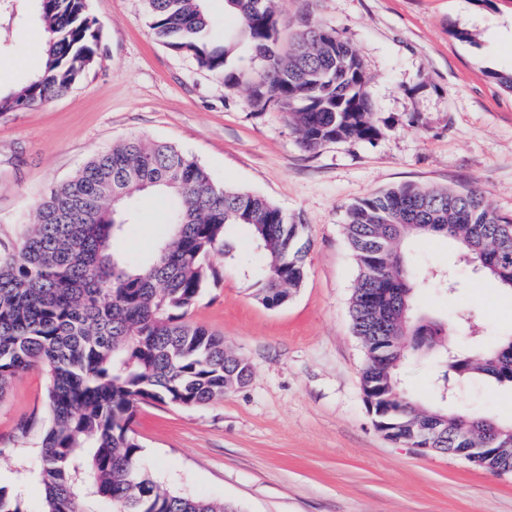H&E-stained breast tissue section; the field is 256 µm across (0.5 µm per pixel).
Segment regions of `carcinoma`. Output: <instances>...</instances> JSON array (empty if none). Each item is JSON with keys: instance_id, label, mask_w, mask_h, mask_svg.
<instances>
[{"instance_id": "1", "label": "carcinoma", "mask_w": 512, "mask_h": 512, "mask_svg": "<svg viewBox=\"0 0 512 512\" xmlns=\"http://www.w3.org/2000/svg\"><path fill=\"white\" fill-rule=\"evenodd\" d=\"M45 31V62L21 87L0 92V116L38 107L77 83L101 52L86 0H35ZM150 28L170 49L238 85L229 59L246 42L264 58L250 89L257 112L288 113L304 147L379 136L362 63L329 29L305 22L283 51L273 0H225L235 16L224 41L212 36L202 0H146ZM166 197L172 232L145 260L120 248L136 195ZM304 219L266 198L218 186L193 157L167 142L130 137L97 153L73 178L51 188L16 245L0 250V397L12 378L40 368L48 378L49 423L39 441L44 489L38 512H233L162 491L143 467L132 424L143 405L196 407L244 385L251 368L224 337L188 319L216 271L220 251L254 281L261 302L279 307L306 277ZM345 237L358 275L350 299L354 334L365 349L361 383L376 428L411 448L459 455L481 434L478 466L512 472V422L448 410L455 390L479 376L512 386V335L487 347L448 345V325L418 314L422 284L404 243L445 238L462 260L512 291V216L476 188L403 185L346 211ZM243 236L258 258L237 253ZM405 308L383 334L376 316ZM437 353L433 403L418 406L397 377L406 361Z\"/></svg>"}]
</instances>
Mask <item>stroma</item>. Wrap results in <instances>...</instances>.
I'll list each match as a JSON object with an SVG mask.
<instances>
[{
	"mask_svg": "<svg viewBox=\"0 0 512 512\" xmlns=\"http://www.w3.org/2000/svg\"><path fill=\"white\" fill-rule=\"evenodd\" d=\"M282 39L302 19L332 29L359 56L380 135L327 142L309 151L278 108L257 112L248 89L262 61L240 46L236 89L160 43L145 0H88L101 54L67 93L0 117V238L31 224L51 187L98 152L139 136L171 143L220 186L264 196L301 214L311 243L307 274L288 302L265 306L252 282L227 266L190 310L191 322L223 336L251 367L250 380L193 408L144 405L133 429L160 489L233 505L237 512H512V474L465 459L422 454L387 439L373 422L360 372L365 352L349 312L357 265L345 238L348 206L403 184L478 186L512 214V92L496 76L512 70V0H275ZM472 33L469 41L453 37ZM35 0L0 12V63L20 86L43 65ZM123 240L131 257L169 232L158 196L134 203ZM420 276L452 271L458 288L422 291L418 309L447 323L448 341L494 344L512 334V293L461 264L455 243L405 247ZM405 394L433 396V358L400 372ZM47 378L32 369L0 397V488L39 512V427ZM457 413L512 420V387L473 378L457 391Z\"/></svg>",
	"mask_w": 512,
	"mask_h": 512,
	"instance_id": "obj_1",
	"label": "stroma"
}]
</instances>
